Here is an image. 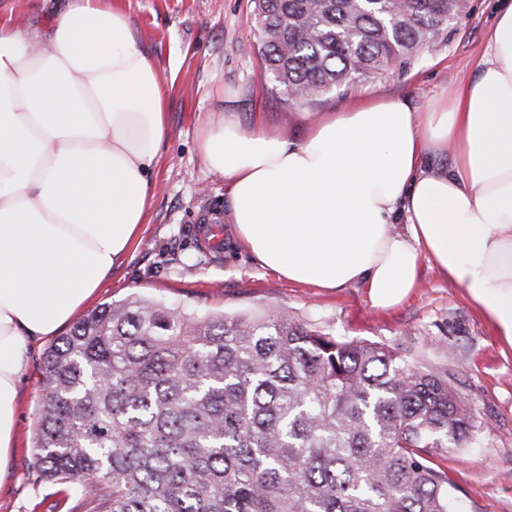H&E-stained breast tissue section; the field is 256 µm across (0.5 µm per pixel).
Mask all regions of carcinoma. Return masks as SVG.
<instances>
[{
	"instance_id": "carcinoma-1",
	"label": "carcinoma",
	"mask_w": 512,
	"mask_h": 512,
	"mask_svg": "<svg viewBox=\"0 0 512 512\" xmlns=\"http://www.w3.org/2000/svg\"><path fill=\"white\" fill-rule=\"evenodd\" d=\"M467 0H256L274 85L314 105L436 43ZM453 370L281 311L130 295L49 351L33 464L86 512H455Z\"/></svg>"
}]
</instances>
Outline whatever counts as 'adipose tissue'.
<instances>
[{
  "label": "adipose tissue",
  "instance_id": "obj_1",
  "mask_svg": "<svg viewBox=\"0 0 512 512\" xmlns=\"http://www.w3.org/2000/svg\"><path fill=\"white\" fill-rule=\"evenodd\" d=\"M477 67L427 110L370 96L298 140L208 113L198 147L238 241L288 282L359 283L380 308L429 262L512 347V0ZM168 95L110 0H68L45 37L0 21V478L31 342L71 320L146 221Z\"/></svg>",
  "mask_w": 512,
  "mask_h": 512
}]
</instances>
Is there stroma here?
<instances>
[{"label":"stroma","mask_w":512,"mask_h":512,"mask_svg":"<svg viewBox=\"0 0 512 512\" xmlns=\"http://www.w3.org/2000/svg\"><path fill=\"white\" fill-rule=\"evenodd\" d=\"M61 0H0V18L47 29ZM125 11L170 82L169 136L161 150L149 222L105 277L90 308L131 294L202 313L233 316L281 310L346 339L411 348L453 369L477 426L474 445L435 455L460 512H512V348L470 305L463 288L422 263L420 286L403 304L373 306L365 288L335 290L288 282L262 268L234 237L223 177L204 165L198 125L221 112L260 120L301 137L307 121L339 112L366 95L409 99L426 109L474 78L498 0H468L441 42L384 77L323 96L315 107L288 101L273 87L256 32L255 0H112ZM55 338L32 343L19 386L17 448L0 481V512H84L77 499L56 507L54 488L37 482L32 447L38 429L43 367Z\"/></svg>","instance_id":"stroma-1"}]
</instances>
